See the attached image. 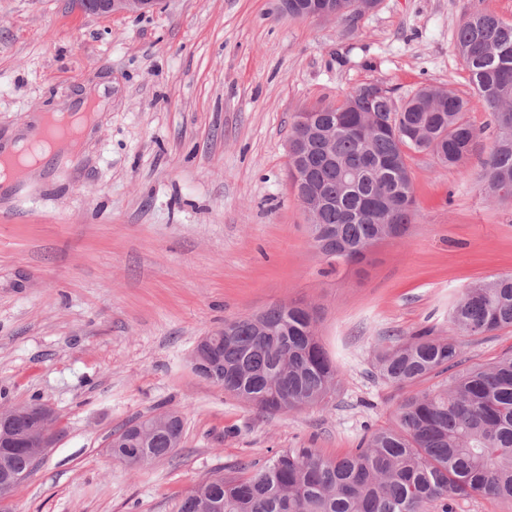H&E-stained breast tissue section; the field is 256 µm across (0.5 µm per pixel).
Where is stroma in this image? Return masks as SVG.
Masks as SVG:
<instances>
[{
    "label": "stroma",
    "mask_w": 512,
    "mask_h": 512,
    "mask_svg": "<svg viewBox=\"0 0 512 512\" xmlns=\"http://www.w3.org/2000/svg\"><path fill=\"white\" fill-rule=\"evenodd\" d=\"M512 0H380L355 29L289 18L278 0H160L98 17L75 0H0V142L30 116L112 84V103L70 165L50 154L0 186V408L40 400L57 437L10 512H176L202 478L236 475L287 448L336 458L390 425L403 397L375 350L430 328L472 283L512 274V201L479 183L495 136L463 165L413 154L418 214L358 266L330 271L288 179L297 112L385 82L468 93L454 39ZM301 303L339 368L326 405L271 416L195 375L201 336L226 320ZM469 362L512 350V329L461 339ZM179 412L181 445L130 469L113 431Z\"/></svg>",
    "instance_id": "obj_1"
}]
</instances>
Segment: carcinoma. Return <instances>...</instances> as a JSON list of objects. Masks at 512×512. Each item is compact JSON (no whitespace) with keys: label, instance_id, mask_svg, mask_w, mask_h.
<instances>
[{"label":"carcinoma","instance_id":"cac0c4a2","mask_svg":"<svg viewBox=\"0 0 512 512\" xmlns=\"http://www.w3.org/2000/svg\"><path fill=\"white\" fill-rule=\"evenodd\" d=\"M455 48L472 92L490 108L496 137L481 162V189L512 197V22L489 12L467 17ZM469 99L428 86L398 102L393 89L366 83L336 104L299 113L289 144H299L288 175L323 199L310 225L329 265L362 261L379 243L404 235L417 216L413 153L430 152L444 167L464 164L478 131ZM512 327V275L467 288L449 310L448 336L427 331L375 352L377 376L398 389L434 375L446 387L402 400L394 424L375 430L355 452L327 458L315 448H287L239 475L198 483L177 512H449L455 498L512 502V352L490 364L461 367L458 335ZM224 352V393L275 415L320 405L337 392V366L313 313L274 306L224 324L213 336ZM184 430L176 412L160 410L113 434L110 454L141 466L175 453ZM14 472L29 465L23 448L0 459Z\"/></svg>","mask_w":512,"mask_h":512}]
</instances>
